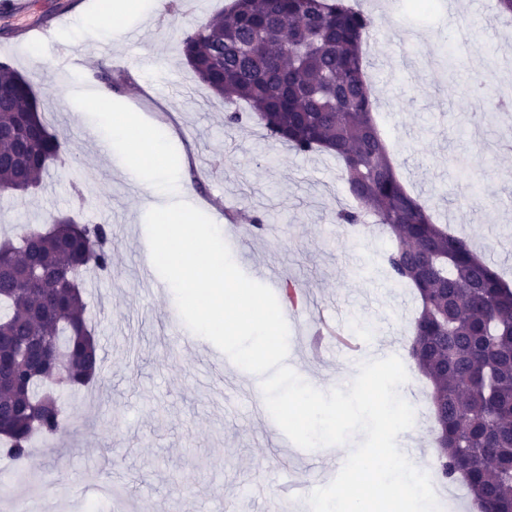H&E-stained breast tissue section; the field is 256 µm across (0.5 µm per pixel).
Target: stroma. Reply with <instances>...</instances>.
<instances>
[{
  "mask_svg": "<svg viewBox=\"0 0 512 512\" xmlns=\"http://www.w3.org/2000/svg\"><path fill=\"white\" fill-rule=\"evenodd\" d=\"M98 2L30 0L25 15L0 13V61L27 78L43 120L68 150L66 166L43 173L38 190L0 196V239L58 212L112 229L109 271L85 278L101 375L70 397L65 427L25 461L41 503L54 512H113L114 503L94 493L109 484L121 489L126 512H279L281 482L321 487L345 461L336 451L281 447L282 430L253 409L250 373L227 359L222 383H211L198 351L213 354L216 346L202 338L197 348L178 347L173 291L153 293L142 272L144 192L87 138L94 123L67 93V72L51 62L57 52L95 59L118 85L113 100L175 132L187 203L222 225L249 278L273 273L303 291L305 314L288 323L291 368L324 381L340 373L354 379L358 358L335 349L316 356L306 325L323 315L360 329L408 374L403 395L415 423L398 436L399 448L411 458L434 456L432 387L407 353L418 301L413 288L389 280L388 242L337 225V210L353 203L339 163L320 152L295 155L255 122L225 126L227 103L197 84L179 52L180 30L228 0H179L173 16L157 0L117 21L108 37L89 30ZM432 2L421 16L409 0H358L382 29L363 47L374 118L407 190L512 284V257L502 253L512 240V153L503 150L512 143V16L497 0H476L451 19L445 0ZM39 27L54 28V40L31 59L21 46ZM481 64L497 69L482 106L459 87ZM227 206L259 216L265 234L241 242L239 226L222 215Z\"/></svg>",
  "mask_w": 512,
  "mask_h": 512,
  "instance_id": "stroma-1",
  "label": "stroma"
}]
</instances>
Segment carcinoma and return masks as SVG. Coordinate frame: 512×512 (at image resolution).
<instances>
[{"label":"carcinoma","instance_id":"1","mask_svg":"<svg viewBox=\"0 0 512 512\" xmlns=\"http://www.w3.org/2000/svg\"><path fill=\"white\" fill-rule=\"evenodd\" d=\"M374 24L348 0H231L181 30L179 46L197 80L227 103H246L269 137L297 155L322 151L343 162L356 206L339 210L336 222L361 230L369 210L391 234L389 278L411 284L420 301L409 356L432 383V475L443 482L462 474L475 512H512V288L467 239L435 223L395 172L362 55ZM64 164L65 141L42 119L32 86L0 61V194L29 193ZM111 265L101 222L51 215L42 229L0 240V357L9 363L0 454L16 463L35 439L62 430L67 397L99 377L84 283ZM32 339L46 348L37 371L21 357Z\"/></svg>","mask_w":512,"mask_h":512}]
</instances>
